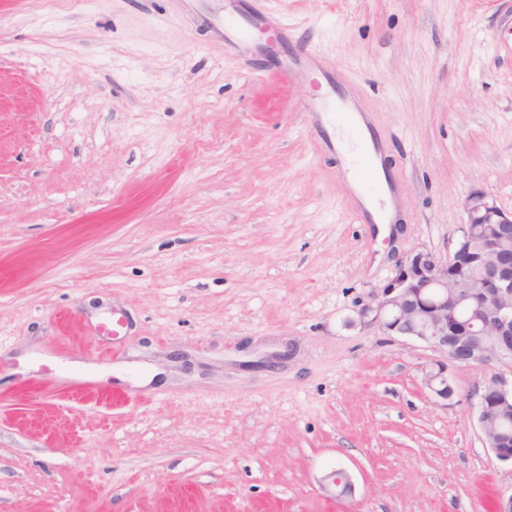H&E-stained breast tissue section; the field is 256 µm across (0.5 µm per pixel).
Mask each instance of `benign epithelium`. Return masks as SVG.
<instances>
[{"label":"benign epithelium","mask_w":512,"mask_h":512,"mask_svg":"<svg viewBox=\"0 0 512 512\" xmlns=\"http://www.w3.org/2000/svg\"><path fill=\"white\" fill-rule=\"evenodd\" d=\"M462 208L465 220L448 256L427 251L407 254L387 283L370 289L367 301L357 310V320L387 336L419 341L440 353L442 359L432 365L424 380L437 400L446 401L455 394L448 382V364L483 367V377L473 386L470 400L496 459L512 466V452L487 429V413L492 410L489 391H494L502 405L512 400V370L499 369L512 363V256L503 254L497 243H489L477 279L457 274L470 250L472 226L493 224L498 234L512 236V212L503 210L483 191L467 196ZM428 288L433 298L425 304L418 302L416 297ZM476 295L484 302L468 320H448V300L462 305Z\"/></svg>","instance_id":"1"}]
</instances>
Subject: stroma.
Segmentation results:
<instances>
[{"mask_svg":"<svg viewBox=\"0 0 512 512\" xmlns=\"http://www.w3.org/2000/svg\"><path fill=\"white\" fill-rule=\"evenodd\" d=\"M305 45L396 223H357ZM478 190L512 212V0H0V512H495L482 369L434 399L438 352L356 321ZM305 109L309 112L322 115L332 114L335 120L337 118L340 122H344L354 129L357 136H360L361 134L358 127V113L354 112L352 106L348 102H342L341 100H337L335 97L333 98V96L323 97L310 101L305 105Z\"/></svg>","mask_w":512,"mask_h":512,"instance_id":"35a3bbf8","label":"stroma"}]
</instances>
